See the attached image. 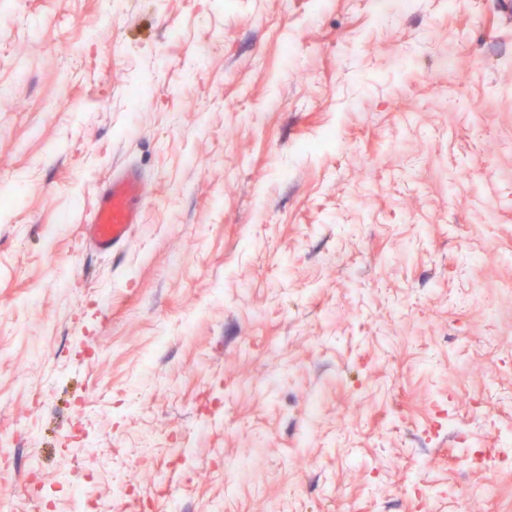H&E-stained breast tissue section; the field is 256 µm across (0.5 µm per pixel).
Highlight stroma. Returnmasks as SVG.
<instances>
[{"instance_id":"35a3bbf8","label":"stroma","mask_w":512,"mask_h":512,"mask_svg":"<svg viewBox=\"0 0 512 512\" xmlns=\"http://www.w3.org/2000/svg\"><path fill=\"white\" fill-rule=\"evenodd\" d=\"M0 85V512H512L507 0H0ZM149 195L148 183L138 171H113L98 193L91 222L86 225L93 248L107 253L126 246L135 225L141 223L142 205Z\"/></svg>"}]
</instances>
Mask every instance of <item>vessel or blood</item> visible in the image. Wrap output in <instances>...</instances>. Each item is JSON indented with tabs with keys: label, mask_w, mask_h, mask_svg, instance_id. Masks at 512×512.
<instances>
[{
	"label": "vessel or blood",
	"mask_w": 512,
	"mask_h": 512,
	"mask_svg": "<svg viewBox=\"0 0 512 512\" xmlns=\"http://www.w3.org/2000/svg\"><path fill=\"white\" fill-rule=\"evenodd\" d=\"M149 194V186L138 171H114L98 193L91 222L86 226L93 248L107 253L126 246L141 221L142 205Z\"/></svg>",
	"instance_id": "b4317fda"
}]
</instances>
